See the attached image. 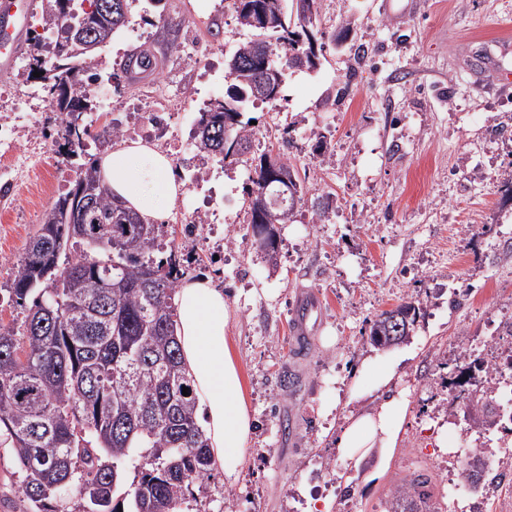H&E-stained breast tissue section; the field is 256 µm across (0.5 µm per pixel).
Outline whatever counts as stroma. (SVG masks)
<instances>
[{
	"label": "stroma",
	"instance_id": "35a3bbf8",
	"mask_svg": "<svg viewBox=\"0 0 512 512\" xmlns=\"http://www.w3.org/2000/svg\"><path fill=\"white\" fill-rule=\"evenodd\" d=\"M145 4L133 0L127 25L92 70L110 81L127 54L148 44L159 75L107 100L92 97L91 131L107 101L137 132L163 109L178 113L181 129L193 127L224 96L229 52L257 37L238 25L233 0H207L203 9L198 0H169L179 37L203 22L206 49L191 57L169 49ZM318 28V68L287 70L279 99L247 112L252 157L283 153L307 190L279 227L276 269L251 246L248 164L203 156L202 176L185 182L164 226L161 256L188 248L185 277L210 276L229 294L228 335L256 422L237 482L213 470L180 512H385L398 479L414 471L440 491L458 432L448 422V345L489 335L512 310V262L484 245L488 234L512 243V204L501 193L512 180V88L490 83L512 74V0H320ZM50 103L28 67L0 73V114L24 110L42 141L41 177L0 210V288L44 211L99 155L90 138L65 153ZM200 210L213 221L190 247L182 222ZM223 238L231 248L213 273L210 251ZM455 289L463 293L457 307ZM312 294L321 325L300 353L293 316ZM410 300L420 312L408 339L372 346L369 321ZM369 358L397 362L389 392L406 400V420L396 448L345 459L334 439L365 406L351 388ZM24 477L13 448L0 445V512H26Z\"/></svg>",
	"mask_w": 512,
	"mask_h": 512
}]
</instances>
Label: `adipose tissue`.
I'll use <instances>...</instances> for the list:
<instances>
[{
    "mask_svg": "<svg viewBox=\"0 0 512 512\" xmlns=\"http://www.w3.org/2000/svg\"><path fill=\"white\" fill-rule=\"evenodd\" d=\"M104 182L148 224L165 223L183 193L170 155L143 141H126L103 155ZM181 361L205 410L204 434L215 465L236 481L254 432L243 380L227 335L229 300L206 278L184 280L175 294ZM407 404L384 397L372 410L350 414L336 446L344 457L397 444Z\"/></svg>",
    "mask_w": 512,
    "mask_h": 512,
    "instance_id": "adipose-tissue-1",
    "label": "adipose tissue"
}]
</instances>
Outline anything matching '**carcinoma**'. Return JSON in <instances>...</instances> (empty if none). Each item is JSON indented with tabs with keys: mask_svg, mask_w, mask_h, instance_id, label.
<instances>
[{
	"mask_svg": "<svg viewBox=\"0 0 512 512\" xmlns=\"http://www.w3.org/2000/svg\"><path fill=\"white\" fill-rule=\"evenodd\" d=\"M100 17L73 7L74 0H47L45 24L62 37L29 57L48 75L55 109L64 114L66 142L74 153L88 133L77 123L91 93L88 52L77 40L83 29L96 47L112 40L127 21L128 0ZM237 22L272 36L267 46L279 72L301 54L307 68L319 64L324 43L314 34L316 15L293 14L288 0H234ZM263 60L255 41L239 45L226 64L224 99L207 106L196 121L201 152L238 161L250 153L246 108L280 96L282 85L259 84ZM251 159L249 224L256 254L274 265L281 241L267 233L269 219L288 221L303 188L281 155L274 156L288 181H268L265 162ZM163 225L147 224L102 180L98 166L83 167L71 186L45 211L30 237L8 288L25 308L22 331L0 323V441L14 448L25 471L22 494L28 512H72L58 498L74 486L80 512H118L114 501L127 461L140 454L138 479L124 491L129 512H175L191 487L211 476L212 459L198 424V404L181 365L175 337L174 294L182 273L169 256L156 260ZM81 247L69 258L70 247ZM391 312L370 321L369 340L391 346ZM188 395H182L183 388ZM469 406L489 429L495 400L481 397ZM471 482L493 483L479 453L464 463ZM386 512H440L421 475L395 486Z\"/></svg>",
	"mask_w": 512,
	"mask_h": 512,
	"instance_id": "cac0c4a2",
	"label": "carcinoma"
}]
</instances>
